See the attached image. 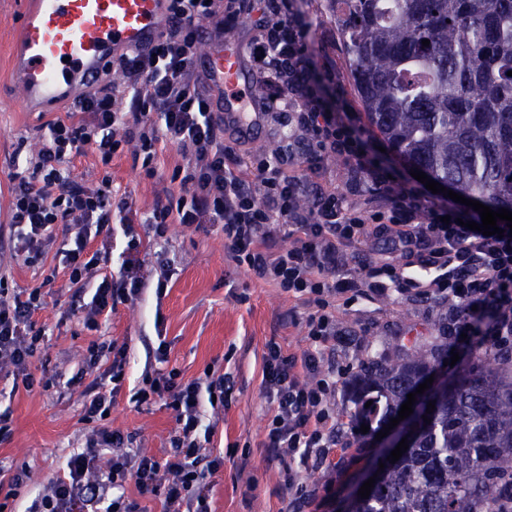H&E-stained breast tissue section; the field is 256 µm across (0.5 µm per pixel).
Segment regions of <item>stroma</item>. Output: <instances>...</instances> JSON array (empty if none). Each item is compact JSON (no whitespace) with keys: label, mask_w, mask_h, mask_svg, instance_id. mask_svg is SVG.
Segmentation results:
<instances>
[{"label":"stroma","mask_w":512,"mask_h":512,"mask_svg":"<svg viewBox=\"0 0 512 512\" xmlns=\"http://www.w3.org/2000/svg\"><path fill=\"white\" fill-rule=\"evenodd\" d=\"M295 2L308 29L314 63L328 62L336 73L334 96L361 109L327 0ZM22 11L23 0H0L2 226L9 222V174L17 157L35 153L47 122L67 116L62 110L37 117L15 108L9 56ZM298 150L308 158L302 167L303 205L313 206L323 188L363 204L359 185L341 158L314 156L304 142ZM179 161L170 145L158 146L148 168L135 158L132 148L118 151L105 163L88 147L70 160L68 168L74 179L87 184L110 179L113 191L127 197V216L139 233L145 217L169 189ZM165 236L175 274L163 296L149 292L143 300L117 305L109 316L100 318L96 331L84 326L81 312L72 310L65 276H53V268L60 264L58 257L50 253L29 264L12 260L8 238L0 236V263L8 267V287H42L46 302L33 316L36 328L44 333L34 370L39 385L29 391L23 383L0 375V412L11 413L10 432L0 437V512H25L43 486L62 474L70 453L83 445L92 426L81 419L80 387H68L67 382L83 367L91 342L111 338L127 342L128 358L126 380L103 426L132 434L137 446L157 457L170 454L175 430L171 410L158 403L139 405L131 399L145 365L153 361V350L159 342H166L169 364L184 378L202 376L209 366L224 371V412L213 439L214 446L224 452V465L211 479L210 512H289L292 495L260 446L270 415L260 387L262 356L272 340L284 354H302L308 347L304 338L307 311L288 293L229 262L219 225L188 228L171 224ZM158 318L163 321L159 329L154 326ZM447 323L448 306L438 299L409 300L393 291L385 296L359 295L336 311V330L343 339L336 347V367L355 377L363 362L396 357L401 347L411 346L419 336H432L438 345H446L448 337L442 328ZM356 411L350 388L338 387L339 443L358 450L359 455L336 474L324 469L304 471L307 483L324 490L319 505L305 512H344L353 486L372 464L375 451L351 421ZM21 467L30 478L22 487L11 489L9 476Z\"/></svg>","instance_id":"35a3bbf8"}]
</instances>
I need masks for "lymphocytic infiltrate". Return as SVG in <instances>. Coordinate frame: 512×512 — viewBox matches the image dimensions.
Masks as SVG:
<instances>
[{
    "instance_id": "lymphocytic-infiltrate-1",
    "label": "lymphocytic infiltrate",
    "mask_w": 512,
    "mask_h": 512,
    "mask_svg": "<svg viewBox=\"0 0 512 512\" xmlns=\"http://www.w3.org/2000/svg\"><path fill=\"white\" fill-rule=\"evenodd\" d=\"M259 33L250 55L266 87L252 109L264 120H287L295 132L273 155L266 156L224 141V117L202 89L204 78L193 59L200 39V20L212 21L216 32L231 28L244 0H167L169 25L148 48H127L112 59L122 75L119 83L85 93L75 109L79 121L56 119L37 152L22 169L12 171L9 227L13 251L34 260L55 250L71 288L91 289L82 305L84 324L96 329L101 316L117 304L142 299L147 290L163 293L174 269L166 250L158 249L151 265L122 260L108 273V251H89L92 236L112 222L113 210L126 199H113L112 184L85 186L66 168L85 147L102 161L119 148L133 146L151 163L158 144L176 148L181 162L173 177L176 191L157 202L145 222L153 243L171 224L187 227L220 225L228 259L246 266L259 280L291 294L308 308L305 320L309 347L302 355L284 354L268 342L263 355L261 386L270 405L261 442L268 462L278 464L292 494L294 512L312 505L316 491L301 479L305 469L342 470L346 454L337 452L336 308L363 289L448 303V329L453 346L474 349L512 344V235L486 236L467 228L473 213L430 200L422 190L403 183L390 164L371 157L362 138L359 116L329 102L333 75L318 70L307 31L292 0H254ZM316 152L343 159L381 204L372 216L344 195L322 194L314 208L301 206L302 181L296 140ZM288 246H280V239ZM389 248L371 258L360 272L346 273L349 256L371 239ZM45 302L40 289H0V372L36 382L32 372L41 332L32 317ZM112 364L106 373L110 390L100 382L82 391L81 419L95 423L85 451L70 456L62 476L52 480L28 512H142L126 494L134 482L141 495L161 498L163 512H208L206 481L224 464L207 453L215 425H203L205 409H224V376L206 369L203 376L183 380L178 369L162 371L169 350L159 343L155 366L145 367L133 393L136 404L163 402L172 410L177 432L166 459L139 450L128 452L132 435L103 427L101 421L126 379L128 348L91 344L88 365L102 350ZM112 449L105 467H97L96 451Z\"/></svg>"
}]
</instances>
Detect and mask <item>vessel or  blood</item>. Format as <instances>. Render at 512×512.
Listing matches in <instances>:
<instances>
[{
    "label": "vessel or blood",
    "mask_w": 512,
    "mask_h": 512,
    "mask_svg": "<svg viewBox=\"0 0 512 512\" xmlns=\"http://www.w3.org/2000/svg\"><path fill=\"white\" fill-rule=\"evenodd\" d=\"M166 26L163 0H25L12 77L26 112L43 113L72 103L108 76L114 50L153 45ZM235 44L196 56L219 94L218 110L240 133L255 138L258 115L246 105L256 94L240 66Z\"/></svg>",
    "instance_id": "b4317fda"
}]
</instances>
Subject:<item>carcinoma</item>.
Wrapping results in <instances>:
<instances>
[{
    "label": "carcinoma",
    "instance_id": "obj_1",
    "mask_svg": "<svg viewBox=\"0 0 512 512\" xmlns=\"http://www.w3.org/2000/svg\"><path fill=\"white\" fill-rule=\"evenodd\" d=\"M353 87L394 152L465 198L512 211V0H328ZM430 40L427 46L422 40ZM419 341L358 374L373 435L432 370ZM439 387L413 447L352 512H512V358ZM372 405H367V402Z\"/></svg>",
    "mask_w": 512,
    "mask_h": 512
}]
</instances>
